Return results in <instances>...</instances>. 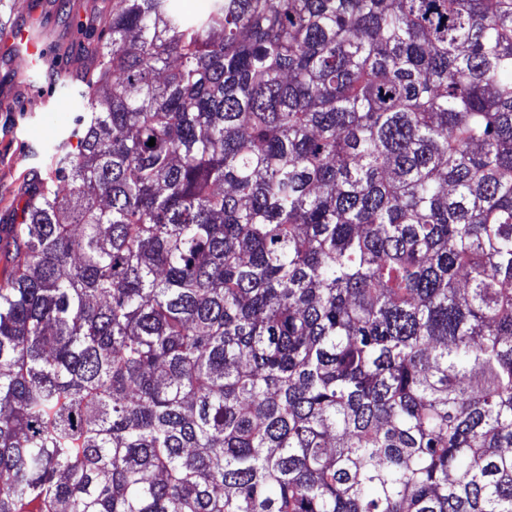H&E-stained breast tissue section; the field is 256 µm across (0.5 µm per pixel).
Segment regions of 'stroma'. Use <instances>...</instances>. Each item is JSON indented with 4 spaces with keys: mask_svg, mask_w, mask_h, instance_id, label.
Segmentation results:
<instances>
[{
    "mask_svg": "<svg viewBox=\"0 0 512 512\" xmlns=\"http://www.w3.org/2000/svg\"><path fill=\"white\" fill-rule=\"evenodd\" d=\"M112 0H28L13 7L11 27L37 33L44 56L18 63L0 30V225L19 221L34 187V170L50 162L73 134L80 94L96 65L94 48L106 37Z\"/></svg>",
    "mask_w": 512,
    "mask_h": 512,
    "instance_id": "1",
    "label": "stroma"
}]
</instances>
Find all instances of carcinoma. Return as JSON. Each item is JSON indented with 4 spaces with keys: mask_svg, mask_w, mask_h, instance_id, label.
Listing matches in <instances>:
<instances>
[{
    "mask_svg": "<svg viewBox=\"0 0 512 512\" xmlns=\"http://www.w3.org/2000/svg\"><path fill=\"white\" fill-rule=\"evenodd\" d=\"M177 2L0 226V512H512V0Z\"/></svg>",
    "mask_w": 512,
    "mask_h": 512,
    "instance_id": "1",
    "label": "carcinoma"
}]
</instances>
